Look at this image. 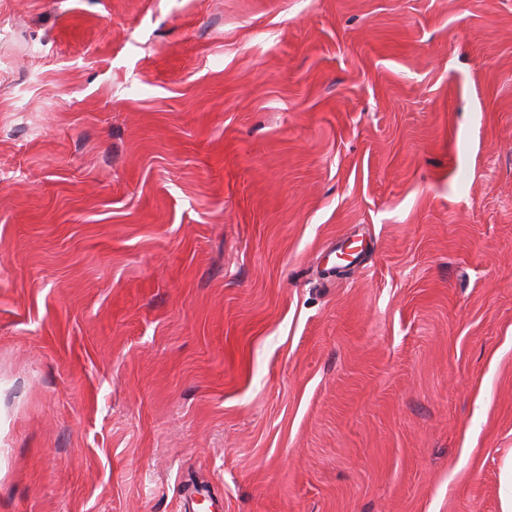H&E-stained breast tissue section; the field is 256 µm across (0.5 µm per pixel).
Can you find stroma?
<instances>
[{
  "instance_id": "stroma-1",
  "label": "stroma",
  "mask_w": 512,
  "mask_h": 512,
  "mask_svg": "<svg viewBox=\"0 0 512 512\" xmlns=\"http://www.w3.org/2000/svg\"><path fill=\"white\" fill-rule=\"evenodd\" d=\"M504 512L512 0H0V512Z\"/></svg>"
}]
</instances>
